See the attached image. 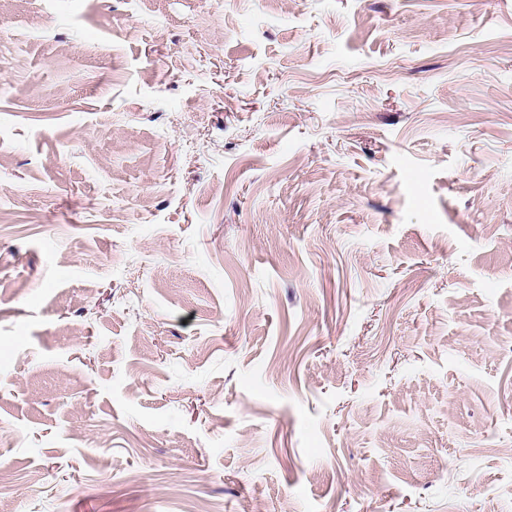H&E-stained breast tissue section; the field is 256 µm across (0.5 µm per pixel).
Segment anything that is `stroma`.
<instances>
[{
	"label": "stroma",
	"mask_w": 512,
	"mask_h": 512,
	"mask_svg": "<svg viewBox=\"0 0 512 512\" xmlns=\"http://www.w3.org/2000/svg\"><path fill=\"white\" fill-rule=\"evenodd\" d=\"M0 512H512V0H0Z\"/></svg>",
	"instance_id": "35a3bbf8"
}]
</instances>
